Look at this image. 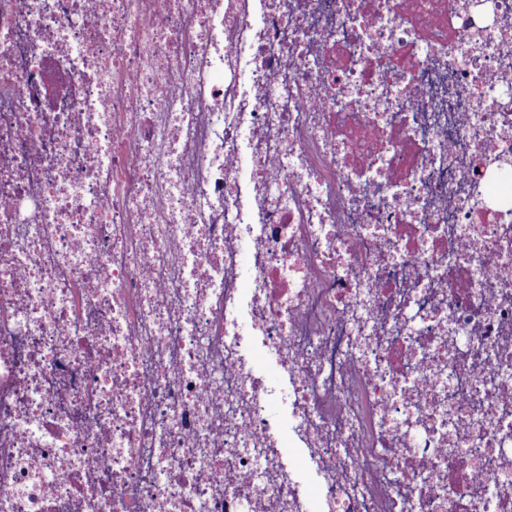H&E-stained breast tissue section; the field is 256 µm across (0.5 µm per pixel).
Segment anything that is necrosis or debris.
Segmentation results:
<instances>
[{"instance_id": "4bbe7bcc", "label": "necrosis or debris", "mask_w": 512, "mask_h": 512, "mask_svg": "<svg viewBox=\"0 0 512 512\" xmlns=\"http://www.w3.org/2000/svg\"><path fill=\"white\" fill-rule=\"evenodd\" d=\"M496 159L512 0H0V512H512ZM247 362L266 379L282 390L288 389V378L281 372L273 349L253 340L245 353ZM269 414L276 421V428L287 446L284 448L283 462L287 468L293 469L299 465L305 450L304 448H288V407L285 403L277 401L270 405Z\"/></svg>"}]
</instances>
